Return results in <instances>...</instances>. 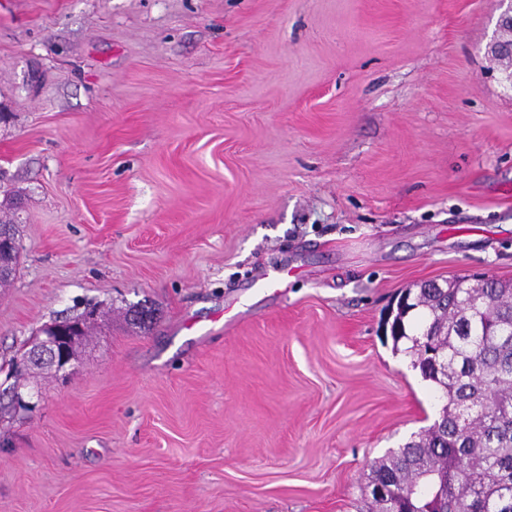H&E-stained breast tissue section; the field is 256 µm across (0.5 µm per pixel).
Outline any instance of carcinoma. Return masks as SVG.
I'll return each mask as SVG.
<instances>
[{
    "label": "carcinoma",
    "mask_w": 512,
    "mask_h": 512,
    "mask_svg": "<svg viewBox=\"0 0 512 512\" xmlns=\"http://www.w3.org/2000/svg\"><path fill=\"white\" fill-rule=\"evenodd\" d=\"M18 233L1 214L0 288L16 276ZM101 316L92 308L54 322L81 324L70 354ZM430 329L432 351L448 355L445 368L425 358ZM388 332L394 350L408 343L403 353L443 404L432 425L371 465L367 487H387L389 505L366 494L363 512H512V282L489 277L471 289L457 276L445 288H407Z\"/></svg>",
    "instance_id": "carcinoma-1"
}]
</instances>
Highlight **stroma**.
<instances>
[{"instance_id": "obj_1", "label": "stroma", "mask_w": 512, "mask_h": 512, "mask_svg": "<svg viewBox=\"0 0 512 512\" xmlns=\"http://www.w3.org/2000/svg\"><path fill=\"white\" fill-rule=\"evenodd\" d=\"M498 0H0V512H357L439 406L381 323L512 280ZM151 317L133 319V308ZM0 288H7L14 280L18 267V224L0 209ZM2 238V240H1ZM102 316L103 314L98 309L91 308L78 316L55 321L52 325L59 329H66L72 322H78L81 324L80 333L73 341L70 342L69 345L70 354L73 357L76 352V347L81 343L84 337L91 335L98 318ZM59 337L57 336V329L49 327L42 332V336L32 338L19 360H17V368L25 370L36 363H46L51 364L54 369H58V373L66 376L70 360L61 353L58 347Z\"/></svg>"}]
</instances>
